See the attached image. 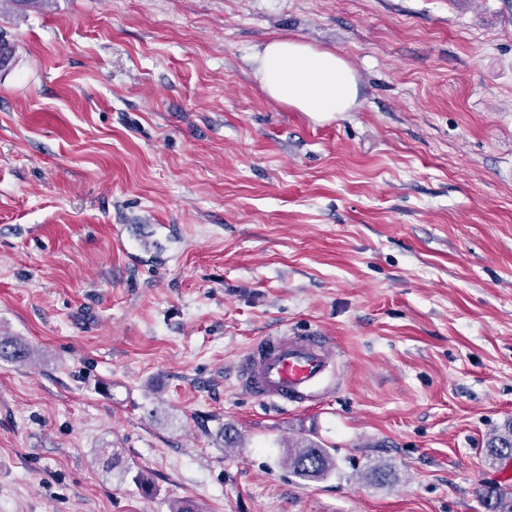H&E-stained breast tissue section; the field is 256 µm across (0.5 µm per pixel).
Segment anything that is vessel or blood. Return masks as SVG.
Returning <instances> with one entry per match:
<instances>
[{
	"mask_svg": "<svg viewBox=\"0 0 512 512\" xmlns=\"http://www.w3.org/2000/svg\"><path fill=\"white\" fill-rule=\"evenodd\" d=\"M333 359L321 336L260 337L237 365L242 392L281 408H299L332 389Z\"/></svg>",
	"mask_w": 512,
	"mask_h": 512,
	"instance_id": "obj_1",
	"label": "vessel or blood"
}]
</instances>
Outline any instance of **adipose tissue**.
I'll use <instances>...</instances> for the list:
<instances>
[{"mask_svg": "<svg viewBox=\"0 0 512 512\" xmlns=\"http://www.w3.org/2000/svg\"><path fill=\"white\" fill-rule=\"evenodd\" d=\"M254 62L266 94L298 111L322 118L356 104V74L336 52L281 37L267 43Z\"/></svg>", "mask_w": 512, "mask_h": 512, "instance_id": "ef3b65f1", "label": "adipose tissue"}]
</instances>
